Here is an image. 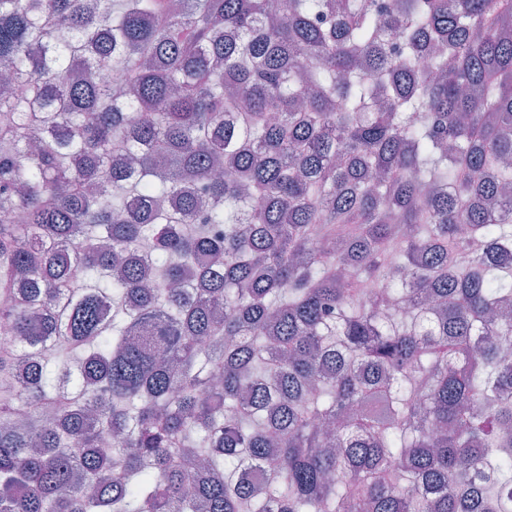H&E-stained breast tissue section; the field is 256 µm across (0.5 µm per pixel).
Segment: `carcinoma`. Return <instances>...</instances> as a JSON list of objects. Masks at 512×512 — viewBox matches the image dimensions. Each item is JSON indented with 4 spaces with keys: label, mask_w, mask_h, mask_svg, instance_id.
<instances>
[{
    "label": "carcinoma",
    "mask_w": 512,
    "mask_h": 512,
    "mask_svg": "<svg viewBox=\"0 0 512 512\" xmlns=\"http://www.w3.org/2000/svg\"><path fill=\"white\" fill-rule=\"evenodd\" d=\"M1 71L0 512H512V0H0Z\"/></svg>",
    "instance_id": "obj_1"
}]
</instances>
